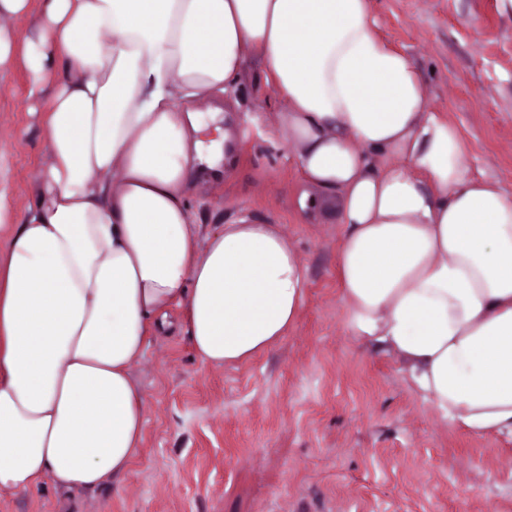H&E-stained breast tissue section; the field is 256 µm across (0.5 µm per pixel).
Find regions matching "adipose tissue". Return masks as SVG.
<instances>
[{
    "mask_svg": "<svg viewBox=\"0 0 512 512\" xmlns=\"http://www.w3.org/2000/svg\"><path fill=\"white\" fill-rule=\"evenodd\" d=\"M255 57L280 144L339 216L351 335L443 420L512 438V194L474 175L369 0H0V70L46 103L50 158L0 250V494L121 483L145 427L131 367L168 306L210 365L295 325L307 278L281 226L204 235L190 203L218 164L194 106Z\"/></svg>",
    "mask_w": 512,
    "mask_h": 512,
    "instance_id": "1",
    "label": "adipose tissue"
}]
</instances>
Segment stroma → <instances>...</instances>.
Here are the masks:
<instances>
[{
  "label": "stroma",
  "instance_id": "stroma-1",
  "mask_svg": "<svg viewBox=\"0 0 512 512\" xmlns=\"http://www.w3.org/2000/svg\"><path fill=\"white\" fill-rule=\"evenodd\" d=\"M377 32L455 123L473 171L512 192V0H370ZM22 67L0 77V176L19 216L48 155ZM286 103L258 65L224 97L233 153L190 202L203 231L247 216L278 224L307 270L296 325L248 364H202L185 334L152 337L133 368L145 432L120 488L61 494L42 480L0 512H512V439L474 437L408 386L396 355L365 354L345 326L335 215L301 208L307 186L274 135Z\"/></svg>",
  "mask_w": 512,
  "mask_h": 512
}]
</instances>
